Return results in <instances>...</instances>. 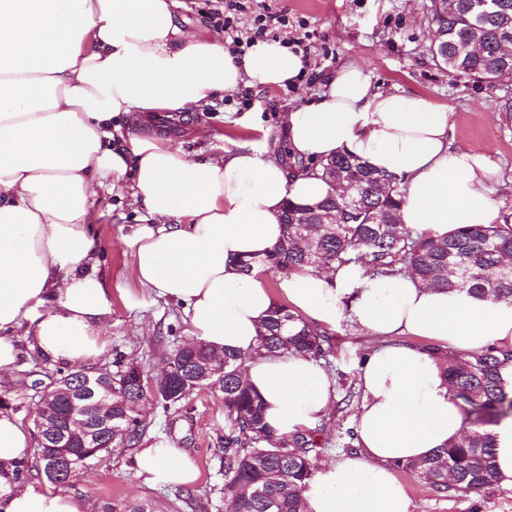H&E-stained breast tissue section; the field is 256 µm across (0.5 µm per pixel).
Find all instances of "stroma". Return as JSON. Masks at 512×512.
<instances>
[{
	"mask_svg": "<svg viewBox=\"0 0 512 512\" xmlns=\"http://www.w3.org/2000/svg\"><path fill=\"white\" fill-rule=\"evenodd\" d=\"M241 10L225 14L226 0H187L179 21L189 33L204 36L224 29L232 17L249 30L260 7L284 13L286 25L269 30L268 38L304 40L308 64L295 84L276 89L243 87L215 98L206 111L186 114L179 128L167 131L173 143L194 158L221 152L227 141L258 140L269 154H279L281 117L321 89L323 74L361 63L374 81L397 87L448 106L452 112L453 146L491 149L503 181L512 180V81L476 83L448 75L434 61L430 45L435 27L431 0H240ZM137 214L124 185L100 190L89 226L97 243L94 267L102 280L111 313L102 325L109 341L107 361L116 355L154 376L174 344L188 340V326L179 306L141 287L129 274V239ZM333 365L330 378L336 399L321 424L312 428L317 448L315 469L356 450L349 433L362 403L358 364L371 344L348 318L328 330ZM148 424L138 448L166 441L189 454L198 478L188 486L149 487L136 473L138 448L117 447L99 465L81 470L67 488L99 512L102 503L123 508L133 501L151 503L155 512H224L220 468L226 432L224 409L208 391H196L170 410L147 406ZM396 477L411 501V512H512V489L494 488L475 495L440 493L416 474Z\"/></svg>",
	"mask_w": 512,
	"mask_h": 512,
	"instance_id": "stroma-1",
	"label": "stroma"
}]
</instances>
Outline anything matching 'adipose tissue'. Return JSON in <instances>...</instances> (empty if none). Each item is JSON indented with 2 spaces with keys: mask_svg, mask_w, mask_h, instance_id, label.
Wrapping results in <instances>:
<instances>
[{
  "mask_svg": "<svg viewBox=\"0 0 512 512\" xmlns=\"http://www.w3.org/2000/svg\"><path fill=\"white\" fill-rule=\"evenodd\" d=\"M182 0H0V374L21 352L12 333L53 359L102 358L107 290L89 270L96 187L127 182L145 215L129 240V272L182 306L193 340L245 359V376L279 437L321 422L336 398L320 362L300 354H257L274 297L261 271L242 261L283 235L286 201L314 207L332 194L318 162L349 153L397 178L399 220L433 237L463 224H500L490 153L452 147L447 106L381 89L361 66L323 77L312 101L282 117L284 143L306 171L290 172L254 141L223 154L189 157L167 138L122 130L116 119L149 123L158 112H199L242 85L283 88L305 67L278 40L244 54L224 37L182 31ZM282 295L325 326L348 313L373 344L359 367L363 401L355 453L316 473L304 512H410L397 464L419 462L468 429L444 366L409 344L416 336L447 349V360L495 347L512 350V304L409 276L367 274L359 263L281 277ZM30 435L0 410V463L25 456ZM140 476L187 486L192 459L162 442L140 449ZM0 512H90L87 500L55 488L16 486Z\"/></svg>",
  "mask_w": 512,
  "mask_h": 512,
  "instance_id": "obj_1",
  "label": "adipose tissue"
}]
</instances>
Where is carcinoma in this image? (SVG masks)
Wrapping results in <instances>:
<instances>
[{
	"instance_id": "cac0c4a2",
	"label": "carcinoma",
	"mask_w": 512,
	"mask_h": 512,
	"mask_svg": "<svg viewBox=\"0 0 512 512\" xmlns=\"http://www.w3.org/2000/svg\"><path fill=\"white\" fill-rule=\"evenodd\" d=\"M480 12L475 0H431L432 21L442 30L433 59L448 73L476 82L512 80V0H490ZM322 177L341 178L361 187L359 205L342 220L325 223L342 204L341 193L328 196L315 208L288 203L282 240L265 257L242 262V271L263 268L275 276L305 268L330 267L364 258L371 276L410 275L434 287L512 301V224H470L434 238L399 223L402 203L399 183L348 153L321 163ZM261 355L298 352L327 360L330 338L315 322L276 301L258 336ZM30 360L54 366L49 386L75 387L92 370L63 369L61 362L30 353ZM243 358L218 353L202 342L183 343L165 355L156 376L157 387L132 362L116 363L111 371L112 429L81 443L59 446L38 443L34 458L7 467L0 465V496L25 482L32 470L45 471L43 453L60 462L56 479L67 481L68 468H89L123 445L134 446L145 431L140 407L150 396L168 410L197 389L211 390L223 403L228 432L224 435L225 512H302V492L314 476L309 453L315 442L298 433L276 437L264 418L262 402L245 375ZM448 381L463 406L472 429L421 462L399 463L440 493L454 487L480 493L499 486L495 436L487 425L512 417V352L493 347L446 369ZM43 399L31 397L26 407L0 394V409L37 414Z\"/></svg>"
}]
</instances>
